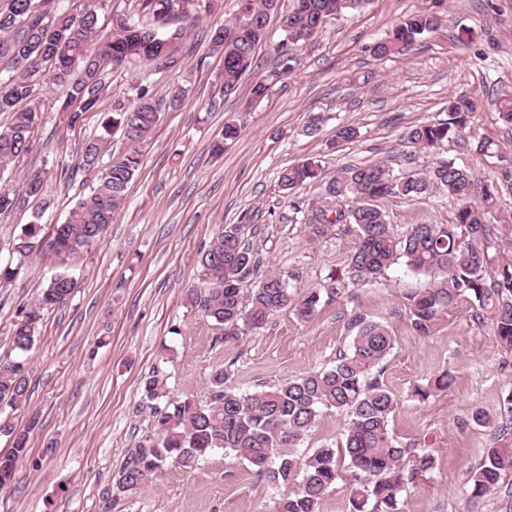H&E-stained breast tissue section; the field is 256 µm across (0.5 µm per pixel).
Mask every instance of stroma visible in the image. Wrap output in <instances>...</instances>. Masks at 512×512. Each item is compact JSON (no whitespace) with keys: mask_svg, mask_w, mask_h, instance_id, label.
<instances>
[{"mask_svg":"<svg viewBox=\"0 0 512 512\" xmlns=\"http://www.w3.org/2000/svg\"><path fill=\"white\" fill-rule=\"evenodd\" d=\"M423 4L367 0L328 22L296 51L294 72L257 100L250 90L272 68L281 38L275 19L253 69L227 97L217 82L223 59L205 38L178 69L152 75L140 62L114 68L109 101L74 129L58 124L50 111L59 89L43 86L47 111L36 142L0 173V189L16 195L24 192L26 172L76 165L82 140L99 133L112 99L134 97L140 84L157 94L183 85L189 91L153 129L142 168L104 236L65 266L51 254L34 253L12 285L0 288V356L7 357L10 324L20 307L61 270L77 281L68 303L45 315L29 353L27 407L0 409L29 430V454L17 463L11 484L0 489V512H273L284 488L258 480L245 463L221 451L192 470L166 465L143 490L115 495L127 450L147 429L145 416L134 412L141 381L160 368L171 397L198 401L208 399L212 376L223 368L237 391L277 386L330 367L348 346L355 315L383 323L396 338L383 375L397 400L391 435L436 459L434 469L404 493L403 512H512L510 498L487 501L469 493L492 442L490 429L472 415L495 412L512 389V353L499 347L489 322L475 319L469 300L438 312L428 333H417L406 296L426 279L398 263L378 282L349 284L335 298L321 299L310 319L285 310L264 329L222 343L184 297L199 282L204 246L223 224L255 226L256 243L295 289L344 275L358 243L356 226L313 233L289 202H318L321 187L305 185L290 195L278 185L280 169L306 158L320 159L331 175L364 162L382 161L398 172L411 156L419 169L451 157L495 183L500 211L512 213V180L503 177L512 168V127L495 106L496 97L512 94V0H440V24L415 50L373 57L370 46ZM455 96L476 105L470 129L457 141L412 154L404 138L408 128L444 118ZM215 100L220 106L214 110ZM311 112L327 117L314 136L303 132ZM229 121L240 134L215 151ZM343 124L357 126L360 136L332 147ZM481 137L502 145V157L477 154ZM94 182V174L81 171L72 180L51 182L43 225L64 223ZM383 207L402 234L414 224L451 223L456 204L437 196L391 198ZM444 371L454 376L451 387L419 401L415 387Z\"/></svg>","mask_w":512,"mask_h":512,"instance_id":"stroma-1","label":"stroma"}]
</instances>
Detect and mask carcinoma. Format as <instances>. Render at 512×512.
I'll return each mask as SVG.
<instances>
[{"instance_id":"obj_1","label":"carcinoma","mask_w":512,"mask_h":512,"mask_svg":"<svg viewBox=\"0 0 512 512\" xmlns=\"http://www.w3.org/2000/svg\"><path fill=\"white\" fill-rule=\"evenodd\" d=\"M366 0H295L275 52L283 56L311 42L331 20L357 10ZM274 0H237L232 21L221 24L208 39L215 51L224 50V70L219 80L224 94L237 90L253 67L256 46L266 30L257 25L243 28L239 22L261 17ZM143 8L166 23L178 17L184 26L161 31L135 23L128 12L112 9L119 17L107 26L99 24L109 0H11L0 13V59L13 70L0 76V112L12 115L0 127V168L27 154L36 140L41 120V86L49 82L61 90L56 112L66 126L96 112L108 95L107 67L132 59L152 65L159 54L185 57L183 39L202 16L214 11V0H143ZM439 24L436 11L423 7L401 19L386 37L370 47L382 59L411 52L416 43ZM278 64L251 88L253 98L264 97L271 85L293 71ZM476 105L464 98L448 101L447 117L412 126L405 139L414 152H426L451 142L470 126ZM161 117V101L148 87L136 88L129 105L118 100L105 113L99 134L82 141L79 170L96 172L97 183L70 210L66 222L54 226L43 241L41 212L49 205L48 182L69 180L73 169L63 163L58 171L39 172L38 179H24L26 199L36 202L33 221L25 224L12 241L14 253L26 257L39 249L65 260L101 238L126 198L131 182L141 170L151 131ZM122 131L129 142L118 157L107 154L112 133ZM284 190L305 184L323 186L320 202L304 207L291 202L295 214H303L314 233L335 224H353L359 244L350 256L346 275L354 284L375 282L394 264L404 261L415 274L429 278L427 286L409 296L412 326L426 333L436 313L469 299L477 317L489 321L501 347L512 351V215L499 211L497 190L480 181L472 169L453 159L414 167L394 174L384 162L349 165L326 176L321 162L306 158L282 169L278 177ZM446 196L457 203L451 224H413L399 235L387 222L382 203L392 197ZM243 225L221 226L200 260L204 289L189 288L187 303L201 310L216 335L227 342L267 326L280 311L293 308L301 318L311 317L321 293L338 294L337 279L328 288H309L300 294L282 275L269 267L260 247L245 239ZM250 288H245L246 283ZM74 290L72 276L63 271L53 277L35 300L17 312L11 330L14 357L0 358V402L11 407L27 403L28 353L35 345L44 315L67 302ZM356 330L349 348L336 363L275 387L241 393L227 385L228 370L212 376L210 400L200 404L191 398L168 395L167 375L155 368L142 381L137 412H148L149 430L128 449L116 477L117 491L136 492L147 486L153 474L172 463L195 468L216 451L245 462L255 475L278 487L295 483L277 503V512H319L322 499L343 479L341 461H348L350 512H400L399 501L419 477L434 468L432 455L403 445L388 431L397 401L380 379L383 363L396 340L386 326L353 316ZM453 376L445 372L427 386L416 389L425 400L433 391L448 389ZM344 414L348 423L343 445L323 446L303 457L298 448L325 410ZM512 421V390L506 392L497 412L478 410L476 424L493 427L499 419ZM0 435L12 440V450L0 457V489L12 481L16 462L27 455L28 431L8 421L0 422ZM512 473V441L498 436L486 450L484 462L471 477V495L497 494Z\"/></svg>"}]
</instances>
